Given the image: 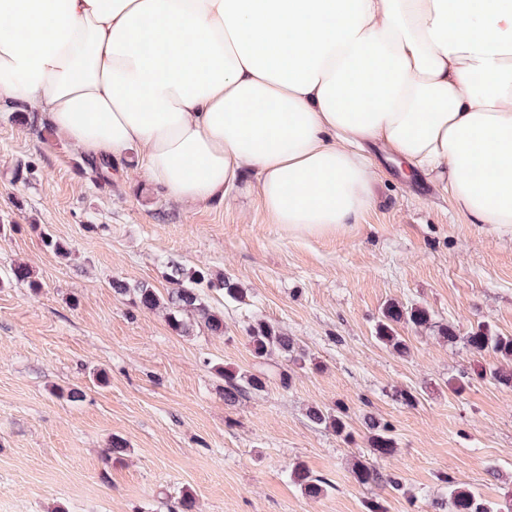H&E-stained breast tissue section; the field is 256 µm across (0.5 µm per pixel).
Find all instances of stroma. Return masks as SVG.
<instances>
[{
    "label": "stroma",
    "instance_id": "1",
    "mask_svg": "<svg viewBox=\"0 0 512 512\" xmlns=\"http://www.w3.org/2000/svg\"><path fill=\"white\" fill-rule=\"evenodd\" d=\"M375 165L361 224L292 237L252 199L182 204L131 160L102 180L45 119L0 105V512H169L185 487L197 512H365L372 499L386 512H437L443 474L512 512V387L476 379L455 393L451 379L499 358L473 357L436 331L488 323L512 336V230L480 231L437 184L418 189L383 154ZM45 228L69 258L43 246ZM171 259L245 288L241 304L206 295L224 312V335H177L162 313L113 292L116 278L165 290ZM16 263L39 291L6 283ZM393 301L424 306L435 322L400 327L404 357L375 339ZM253 317L294 336L321 368L229 406L212 366L259 369L245 339ZM100 370L107 385L92 382ZM74 387L82 401L65 397ZM404 388L418 406L395 399ZM339 402L355 444L306 417ZM367 412L392 427L396 450L381 466L403 492L352 478L372 456ZM115 437L129 452L109 464ZM298 461L332 482L327 496L307 498L287 480Z\"/></svg>",
    "mask_w": 512,
    "mask_h": 512
}]
</instances>
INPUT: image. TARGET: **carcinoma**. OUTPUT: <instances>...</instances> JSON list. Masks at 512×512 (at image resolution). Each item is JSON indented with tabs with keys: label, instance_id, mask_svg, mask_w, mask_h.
Wrapping results in <instances>:
<instances>
[{
	"label": "carcinoma",
	"instance_id": "obj_1",
	"mask_svg": "<svg viewBox=\"0 0 512 512\" xmlns=\"http://www.w3.org/2000/svg\"><path fill=\"white\" fill-rule=\"evenodd\" d=\"M40 236L44 247L57 256L64 257L68 254V244L49 231L42 230ZM168 269L169 288L163 294L147 284L132 288L119 279L112 280V290L129 297L133 307L138 310L162 312L171 330L180 336L190 335L196 327L206 329L213 336L224 335V312L210 306L204 298L203 288L220 292L224 300L237 303L243 302L245 289L229 276H214L204 270L187 273L174 260L169 263ZM9 278L17 283L27 284L34 291L40 288L32 270L23 263H17L10 268ZM402 324L430 328L432 317L428 309L413 305L408 307L392 302L382 309L375 328L376 339L399 357H404L409 352L406 341L398 336V327ZM438 333L449 342L462 341L474 355L489 351L499 355L500 364L482 369L477 372V377L506 386L512 385V336H503L485 324L471 329L465 336L459 335L456 327L449 324L439 326ZM245 339L251 355L260 363L276 357L299 369L310 365L318 368V364L313 362L294 337L264 320L248 323ZM215 370L224 379V402L231 406L261 394L270 382L265 371L237 372L221 366L215 367ZM307 418L313 424L331 430L345 443L354 441L355 431L351 425L349 407L343 403L328 409L311 406L307 410ZM363 421L373 455L381 459L394 453L396 445L391 425L370 414L364 415ZM352 475L361 485L382 483L393 491L399 492L403 489L399 478L383 472L367 461H357L352 468ZM286 478L300 488L304 495L314 499L327 495L333 489L329 480L314 475L302 463L286 470ZM442 483L447 489L446 496L438 502L442 512H498L480 494L458 487L454 478L446 475L442 478Z\"/></svg>",
	"mask_w": 512,
	"mask_h": 512
}]
</instances>
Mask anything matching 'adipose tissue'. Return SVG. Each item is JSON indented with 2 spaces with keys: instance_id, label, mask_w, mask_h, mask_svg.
<instances>
[{
  "instance_id": "ef3b65f1",
  "label": "adipose tissue",
  "mask_w": 512,
  "mask_h": 512,
  "mask_svg": "<svg viewBox=\"0 0 512 512\" xmlns=\"http://www.w3.org/2000/svg\"><path fill=\"white\" fill-rule=\"evenodd\" d=\"M0 102L293 236L360 223L378 143L512 229V0H0Z\"/></svg>"
}]
</instances>
